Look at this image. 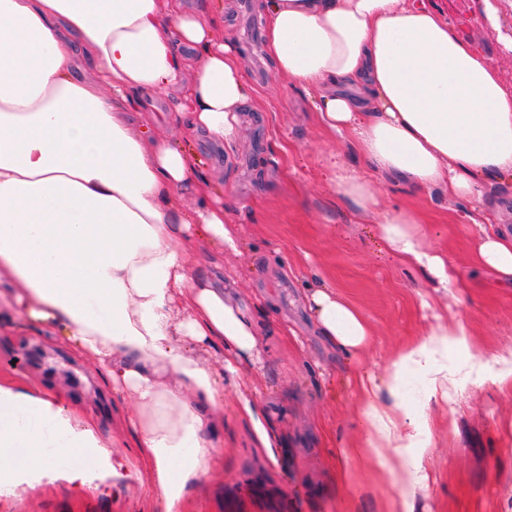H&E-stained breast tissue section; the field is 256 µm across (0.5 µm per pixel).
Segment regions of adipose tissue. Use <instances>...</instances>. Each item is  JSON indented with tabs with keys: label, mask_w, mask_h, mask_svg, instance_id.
<instances>
[{
	"label": "adipose tissue",
	"mask_w": 512,
	"mask_h": 512,
	"mask_svg": "<svg viewBox=\"0 0 512 512\" xmlns=\"http://www.w3.org/2000/svg\"><path fill=\"white\" fill-rule=\"evenodd\" d=\"M265 46L278 75L311 95L320 120L364 159L337 161L331 181L403 265L438 288L455 270L427 247L410 209H382L373 173L449 199L512 180V91L471 43L423 0H262ZM183 0H0V299L13 327L45 331L91 362L129 399L124 428L137 453L116 454L93 423L52 389L0 375V487L20 470L69 462L62 477L96 493L83 457L113 475L147 473L140 492L163 512H194L205 479L221 471L224 387L270 462L280 437L239 364L258 336L288 338V324L237 302L210 272H190L198 240L213 259L240 253L224 188L194 150L200 135L232 145L252 103L238 51ZM86 62L92 77L79 79ZM192 81H185L187 69ZM178 90L165 121L143 111V93ZM194 207L181 204L185 194ZM479 265L512 280V236L481 232ZM321 336L351 356L372 331L335 288L305 289ZM464 322L404 344L384 375L361 380V442L344 461L383 451L404 457L429 428L397 398L408 374L426 399L455 389L449 346L467 347ZM206 349L212 364L195 353Z\"/></svg>",
	"instance_id": "adipose-tissue-1"
}]
</instances>
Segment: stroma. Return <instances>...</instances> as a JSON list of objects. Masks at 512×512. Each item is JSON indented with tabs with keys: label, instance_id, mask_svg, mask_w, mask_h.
Listing matches in <instances>:
<instances>
[{
	"label": "stroma",
	"instance_id": "obj_1",
	"mask_svg": "<svg viewBox=\"0 0 512 512\" xmlns=\"http://www.w3.org/2000/svg\"><path fill=\"white\" fill-rule=\"evenodd\" d=\"M463 41L476 45L512 89V53L485 18L483 0H426ZM233 38L255 100L244 115L234 148L199 137L195 150L211 181L223 184L229 223L245 247L225 254L214 273L244 302L262 297L267 316L288 322L296 336L259 337L258 363H242L245 384L256 388L284 439L281 463L258 448L250 422L224 389V473L199 490L207 512H386L392 491L376 462L341 475L342 450L359 439L362 412L356 373L382 375L390 354L425 338L437 325L464 321L468 350L450 347L448 361L490 357L512 344V282L481 270L471 248L479 235L463 213L493 214L495 228L512 233V180L487 186L482 200H447L383 175L374 181L381 206L419 211L431 225L429 247L455 268L459 287H434L399 264L376 233L378 215L357 217L336 196L326 164L337 157L361 167L349 143L324 128L312 98L276 75L262 49L248 45L242 28ZM334 286L364 316L374 344L349 359L319 336L302 299L305 286ZM0 372L62 391L95 420L102 439L126 448L124 404L87 362L46 334L0 328ZM448 399L423 403L425 383L407 376L398 388L409 407H424L430 435L423 462L428 479L412 500L414 512H512V390L458 373ZM105 491L80 495L55 469L24 474L0 512H162L141 498L137 478L97 473Z\"/></svg>",
	"mask_w": 512,
	"mask_h": 512
}]
</instances>
